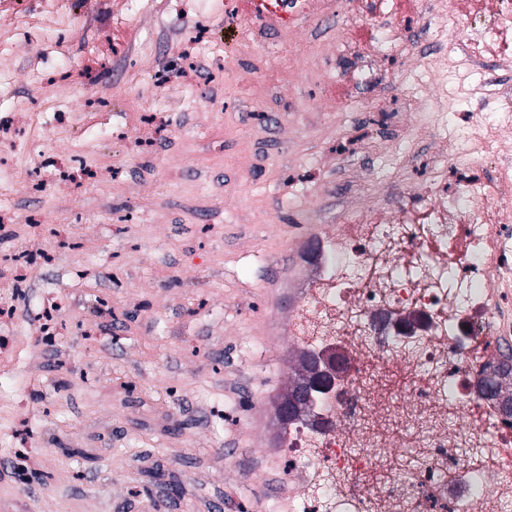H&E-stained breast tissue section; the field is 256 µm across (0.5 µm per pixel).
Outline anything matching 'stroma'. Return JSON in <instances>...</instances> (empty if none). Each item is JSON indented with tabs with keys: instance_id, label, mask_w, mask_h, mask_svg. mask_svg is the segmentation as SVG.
<instances>
[{
	"instance_id": "obj_1",
	"label": "stroma",
	"mask_w": 512,
	"mask_h": 512,
	"mask_svg": "<svg viewBox=\"0 0 512 512\" xmlns=\"http://www.w3.org/2000/svg\"><path fill=\"white\" fill-rule=\"evenodd\" d=\"M156 8L152 24L118 20L136 46L128 63L84 56L106 27L72 28L73 66L91 74L76 95L91 119L112 109L90 97L117 89L135 111L167 106L170 127L160 144L91 155L120 163L126 189L38 201L49 218L73 210L83 235L81 273L49 265L40 285L81 305L57 349L21 354L0 386V512H265L283 489L264 462L280 446L286 326L309 236L340 223L345 182L365 179L361 203L372 204L376 153L392 145L384 134L368 148L381 89L399 107L409 92H440L415 53L380 59L375 81L359 71L382 16L415 21L423 0H344L343 13L314 10L259 43L237 39L214 0L224 72L188 88L176 82V45L196 19ZM247 149L258 165L226 166ZM245 343L259 360L241 357ZM28 448L44 449L45 465L22 481Z\"/></svg>"
}]
</instances>
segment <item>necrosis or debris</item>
<instances>
[{"instance_id": "obj_1", "label": "necrosis or debris", "mask_w": 512, "mask_h": 512, "mask_svg": "<svg viewBox=\"0 0 512 512\" xmlns=\"http://www.w3.org/2000/svg\"><path fill=\"white\" fill-rule=\"evenodd\" d=\"M95 0H0V85L20 41L54 44L53 70L33 53L32 83L54 74L70 84V26L92 21ZM460 56L485 54L512 66V0H473ZM491 118L462 130L459 156L439 157L415 195L391 164L371 210L353 205L346 186L342 223L307 245L310 270L288 326L301 358L341 357L329 387L288 421L272 464L288 490L267 512H504L512 503V417L485 395L490 373L512 368V95L495 92ZM43 113L27 98L0 107V157L13 156L19 192L77 186L83 161L33 137ZM44 172L33 180L21 157ZM0 197V234L23 235L0 257V364L14 361L17 297L32 294L44 257L45 226L17 220Z\"/></svg>"}]
</instances>
